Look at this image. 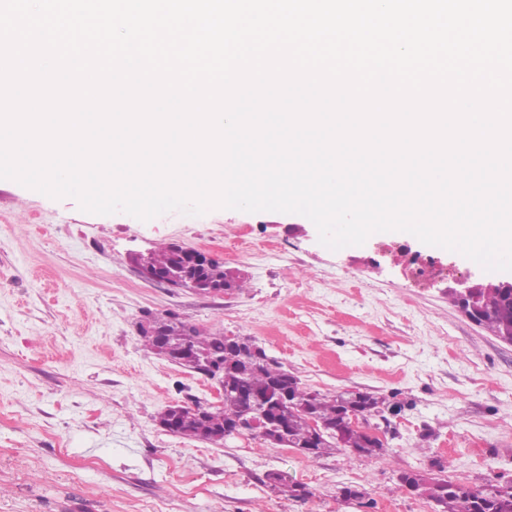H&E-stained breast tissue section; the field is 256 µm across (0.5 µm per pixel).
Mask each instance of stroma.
Wrapping results in <instances>:
<instances>
[{
  "instance_id": "obj_1",
  "label": "stroma",
  "mask_w": 512,
  "mask_h": 512,
  "mask_svg": "<svg viewBox=\"0 0 512 512\" xmlns=\"http://www.w3.org/2000/svg\"><path fill=\"white\" fill-rule=\"evenodd\" d=\"M179 243L217 255L241 290L202 295L140 276L130 253ZM397 238L337 251L305 216L212 209L143 222L0 180V512H434L406 471L472 487L512 480V344L448 297L493 272L432 251L411 280ZM247 336L323 394L398 395L380 456L309 458L245 435L216 445L158 424L213 384L144 347V312ZM307 485L293 500L268 473ZM365 489L369 509L342 501Z\"/></svg>"
}]
</instances>
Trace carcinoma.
Instances as JSON below:
<instances>
[{
	"instance_id": "cac0c4a2",
	"label": "carcinoma",
	"mask_w": 512,
	"mask_h": 512,
	"mask_svg": "<svg viewBox=\"0 0 512 512\" xmlns=\"http://www.w3.org/2000/svg\"><path fill=\"white\" fill-rule=\"evenodd\" d=\"M188 251L174 245L161 246L150 253V265L161 274L189 264ZM200 275L216 286L232 290L242 288L244 281L214 261L199 270ZM163 324L160 337L142 335L144 346L161 355L159 339L174 349L184 344L207 359L224 365V409L198 414L188 407L177 417L176 434L189 439L206 436L224 428L232 418L249 408L258 398L267 405V413L288 422V433L295 445L308 457H319L332 450L351 452L357 448L364 456H376L384 448L390 422L385 411L395 412L396 404L370 393L364 394L354 407L381 418L384 426L374 425L369 434L360 427L344 423L345 395L321 394L302 386L299 379L270 357L254 359L244 350L229 345L220 331L206 332L175 316L152 317ZM477 324L497 335L512 328V288L480 292V318ZM405 481H421L417 494L442 504V512H512V481L495 476L476 488L451 481L442 475L427 473L417 477L411 472L400 475Z\"/></svg>"
}]
</instances>
